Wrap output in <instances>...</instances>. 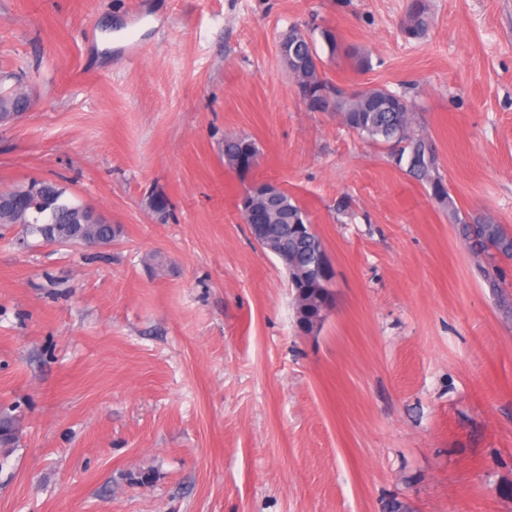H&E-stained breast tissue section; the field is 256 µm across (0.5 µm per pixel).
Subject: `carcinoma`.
<instances>
[{
  "label": "carcinoma",
  "instance_id": "carcinoma-1",
  "mask_svg": "<svg viewBox=\"0 0 512 512\" xmlns=\"http://www.w3.org/2000/svg\"><path fill=\"white\" fill-rule=\"evenodd\" d=\"M427 20L426 0H409L404 33L410 38L420 36L427 27ZM300 29L306 31L307 38L292 36V32ZM318 37L327 45L330 56L338 55L336 35L328 28L294 25L280 38L283 63L290 59L296 62L292 72L296 95L309 111L336 112L347 129L365 140L387 146L390 162L426 184L432 198L454 216L460 237L480 259L479 269L484 281L493 291H498L504 285V270L495 264V258L512 259V236L490 216H459L440 171L435 145L417 124L415 99L386 87H369L360 96H352L336 87L326 75L317 73ZM26 107V96L14 89H0V113L17 112ZM258 154L250 136L224 135V164L231 166L237 158ZM6 194L11 205L0 211V224H20L27 233L45 242L81 243L85 238L110 242L120 234V227L112 224H86L83 235L71 234L70 228L80 223L82 204L68 200L66 189L53 183L32 180ZM279 197L278 206H267L254 183L241 195L238 208L245 223L267 225L264 250L272 253L282 244H288L296 321L300 331L307 335L316 322H325L329 312L326 298L332 297V293L315 291L314 279L327 252L321 237L309 228L307 215L297 200L284 189Z\"/></svg>",
  "mask_w": 512,
  "mask_h": 512
}]
</instances>
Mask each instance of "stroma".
I'll use <instances>...</instances> for the list:
<instances>
[{"label":"stroma","mask_w":512,"mask_h":512,"mask_svg":"<svg viewBox=\"0 0 512 512\" xmlns=\"http://www.w3.org/2000/svg\"><path fill=\"white\" fill-rule=\"evenodd\" d=\"M407 2L0 0L29 100L0 191L54 181L122 229L88 250L0 226V512H512V318L429 188L279 57L309 21L368 54L318 47L336 85L411 87L461 214L512 233V0H428L416 39ZM258 181L326 246L316 334L238 210ZM258 148L255 141L244 134H228L224 137V164L232 169L235 159L254 155L258 158Z\"/></svg>","instance_id":"obj_1"}]
</instances>
